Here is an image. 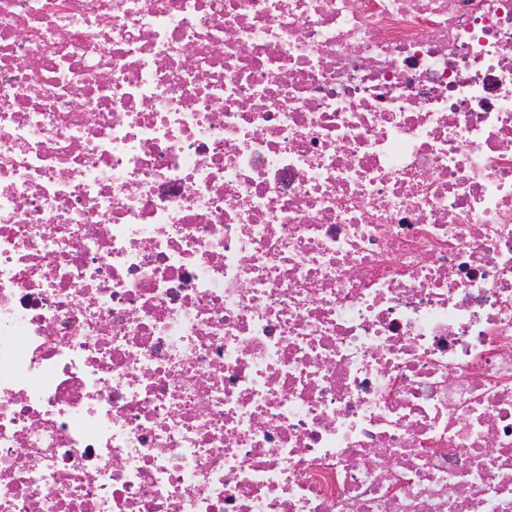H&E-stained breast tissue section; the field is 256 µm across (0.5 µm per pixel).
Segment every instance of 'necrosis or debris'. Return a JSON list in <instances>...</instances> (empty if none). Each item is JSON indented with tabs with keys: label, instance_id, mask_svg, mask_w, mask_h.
<instances>
[{
	"label": "necrosis or debris",
	"instance_id": "4bbe7bcc",
	"mask_svg": "<svg viewBox=\"0 0 512 512\" xmlns=\"http://www.w3.org/2000/svg\"><path fill=\"white\" fill-rule=\"evenodd\" d=\"M0 512H512V0H0Z\"/></svg>",
	"mask_w": 512,
	"mask_h": 512
}]
</instances>
